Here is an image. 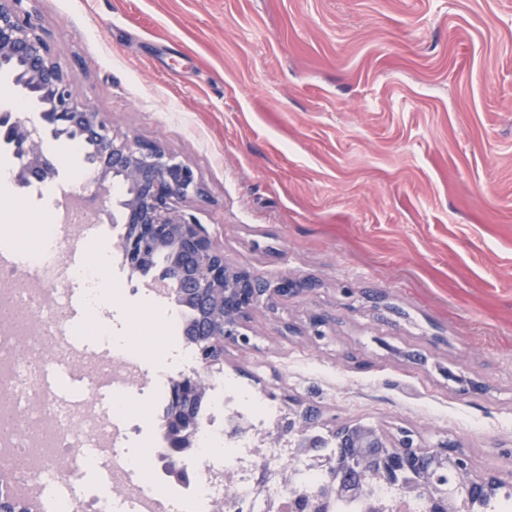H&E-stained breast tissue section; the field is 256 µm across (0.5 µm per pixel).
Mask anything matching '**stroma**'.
Masks as SVG:
<instances>
[{"label": "stroma", "mask_w": 512, "mask_h": 512, "mask_svg": "<svg viewBox=\"0 0 512 512\" xmlns=\"http://www.w3.org/2000/svg\"><path fill=\"white\" fill-rule=\"evenodd\" d=\"M84 102L187 163L182 207L230 267L304 284L251 314L224 372L318 429L358 420L449 441L512 479V0H22ZM73 194L95 187L49 140ZM86 224L59 254L106 252L129 288L115 328L176 339L141 275ZM329 320L325 337L311 319ZM477 383L463 391L442 368Z\"/></svg>", "instance_id": "stroma-1"}]
</instances>
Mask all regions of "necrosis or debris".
Instances as JSON below:
<instances>
[{"label": "necrosis or debris", "mask_w": 512, "mask_h": 512, "mask_svg": "<svg viewBox=\"0 0 512 512\" xmlns=\"http://www.w3.org/2000/svg\"><path fill=\"white\" fill-rule=\"evenodd\" d=\"M89 221L82 206L57 200L37 229L38 245L29 250L26 265L0 267V283L10 287L7 300L26 304L34 318L32 326L0 337V409L14 420L13 427L0 430V491L16 493L10 455L27 456L32 478L42 485L50 477L63 479L84 460L85 449L93 447L104 450L96 461L108 475L112 512H214L219 503L224 512H260L254 483L265 465L294 469L293 484L285 488L269 483L270 495H297L319 487L325 480L320 463H293L287 441L260 439L280 418V407L226 376L217 380L197 434L192 485L162 489L155 477L161 468L155 431L170 377L166 370L155 369L142 337L132 332L112 335L108 318L97 317L93 333L112 339V363L97 374L111 394L109 404H102L92 391L64 404L42 389L44 368L76 361L58 309L66 305L78 276L94 279L98 271L82 257L72 267L60 266L56 248L65 229ZM232 415L244 417L250 433L226 432L225 421ZM328 512H424V506L418 500L401 504L390 487L377 484L365 498L331 501Z\"/></svg>", "instance_id": "4bbe7bcc"}]
</instances>
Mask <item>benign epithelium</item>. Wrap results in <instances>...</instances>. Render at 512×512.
<instances>
[{"mask_svg": "<svg viewBox=\"0 0 512 512\" xmlns=\"http://www.w3.org/2000/svg\"><path fill=\"white\" fill-rule=\"evenodd\" d=\"M22 0H0V79L7 80L27 99L37 119L21 117L0 105V148L12 151L17 160L11 170L21 185H42L59 178L55 159L43 144L49 137L79 138L89 150L86 166L96 176L97 190L91 200L112 196V223L123 225L114 247L131 270L142 274L159 272L146 283L163 288V296L194 311L189 335L200 337L198 354L204 373L194 371L180 380L170 394L172 418L163 455L169 467L182 470L172 448H184L190 420L189 403L213 388L224 372V347L248 344L251 313L262 303H271L301 292L286 279L265 282L245 271H233L224 261L199 219L181 209V202L202 196L192 169L159 146L131 142L114 132L100 113L79 102L58 61V53L35 27L20 16ZM288 432L296 433L297 446L311 453L322 446V437L308 430V413L288 411ZM339 432L361 449L353 467L379 459L378 476L397 481L403 497L428 487H443L429 501L428 512L448 507V470L465 491H488L498 477L476 470L468 456L448 453V442L423 444L408 430L393 435L380 426L358 421ZM364 476L346 484L329 479L321 494L365 493Z\"/></svg>", "mask_w": 512, "mask_h": 512, "instance_id": "benign-epithelium-1", "label": "benign epithelium"}]
</instances>
